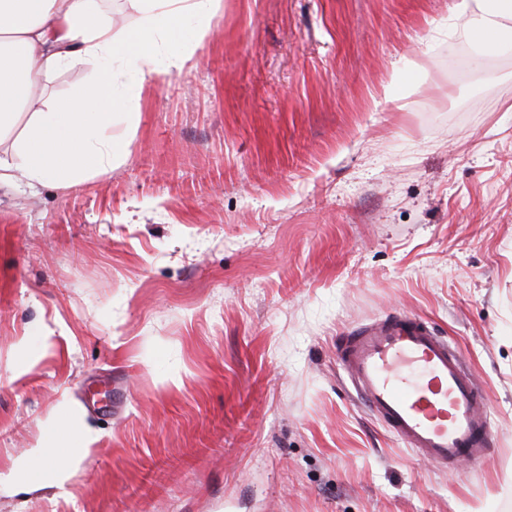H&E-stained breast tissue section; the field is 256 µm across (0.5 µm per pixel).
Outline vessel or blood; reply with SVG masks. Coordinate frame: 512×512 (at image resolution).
Returning a JSON list of instances; mask_svg holds the SVG:
<instances>
[{"instance_id": "obj_1", "label": "vessel or blood", "mask_w": 512, "mask_h": 512, "mask_svg": "<svg viewBox=\"0 0 512 512\" xmlns=\"http://www.w3.org/2000/svg\"><path fill=\"white\" fill-rule=\"evenodd\" d=\"M341 364L368 410L431 464L477 466L492 424L477 380L444 337L403 316L353 329Z\"/></svg>"}]
</instances>
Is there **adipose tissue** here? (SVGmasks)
Returning a JSON list of instances; mask_svg holds the SVG:
<instances>
[{"label":"adipose tissue","instance_id":"ef3b65f1","mask_svg":"<svg viewBox=\"0 0 512 512\" xmlns=\"http://www.w3.org/2000/svg\"><path fill=\"white\" fill-rule=\"evenodd\" d=\"M133 25L117 27L101 0H0V186L24 178L29 187L48 182L70 186L107 172L125 156L112 135V112L133 113L141 90L156 76L181 70L193 46L186 22L204 30L220 0H129ZM465 38L492 47L499 41L512 0H457ZM181 50H174V42ZM82 69L85 84L74 94L48 99L31 111L38 90L61 73ZM134 85L123 94L114 86ZM69 451L44 470L17 465L28 482L61 486L83 463L90 439L70 429Z\"/></svg>","mask_w":512,"mask_h":512}]
</instances>
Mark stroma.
<instances>
[{
  "label": "stroma",
  "mask_w": 512,
  "mask_h": 512,
  "mask_svg": "<svg viewBox=\"0 0 512 512\" xmlns=\"http://www.w3.org/2000/svg\"><path fill=\"white\" fill-rule=\"evenodd\" d=\"M455 0H221L112 116L119 164L0 188V512H512V43ZM445 336L495 446L428 464L336 338ZM72 424L62 488L11 483Z\"/></svg>",
  "instance_id": "stroma-1"
}]
</instances>
